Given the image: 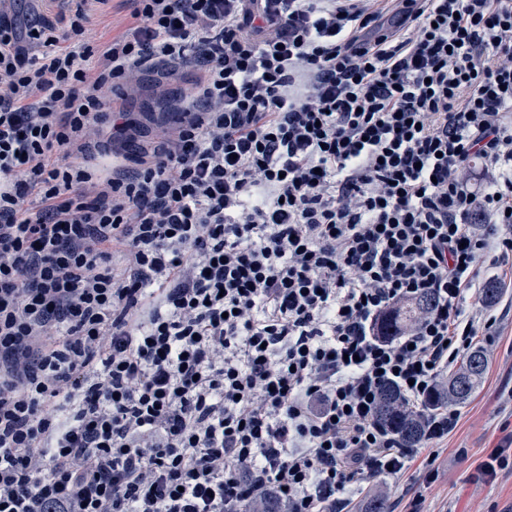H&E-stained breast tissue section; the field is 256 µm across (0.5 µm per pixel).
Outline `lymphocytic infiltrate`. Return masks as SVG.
Wrapping results in <instances>:
<instances>
[{
  "label": "lymphocytic infiltrate",
  "instance_id": "lymphocytic-infiltrate-1",
  "mask_svg": "<svg viewBox=\"0 0 512 512\" xmlns=\"http://www.w3.org/2000/svg\"><path fill=\"white\" fill-rule=\"evenodd\" d=\"M56 2L0 0V512H344L417 454L387 384L437 447L512 258V0H135L96 44ZM167 65L164 146L84 165ZM430 298H419L399 306L396 311L382 318L381 332L385 337L398 336L403 330L412 327L432 308ZM376 418L406 448H417L424 437V416L408 409L391 386L381 391Z\"/></svg>",
  "mask_w": 512,
  "mask_h": 512
}]
</instances>
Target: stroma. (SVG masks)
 Masks as SVG:
<instances>
[{
  "label": "stroma",
  "instance_id": "stroma-1",
  "mask_svg": "<svg viewBox=\"0 0 512 512\" xmlns=\"http://www.w3.org/2000/svg\"><path fill=\"white\" fill-rule=\"evenodd\" d=\"M195 79L193 69L170 66L145 72L134 91L115 95L112 105L124 112V124L104 128L100 153H122L133 163L152 154L164 141V129L180 121L176 100ZM482 280L497 283L503 294L493 306L497 323L479 338L490 351L479 389L459 407L458 423L440 448L420 450L398 478L361 483L365 489H380L392 512H512V473H500L489 483L473 479L487 451L512 432V261L484 270ZM430 456L437 478L428 484L424 476Z\"/></svg>",
  "mask_w": 512,
  "mask_h": 512
}]
</instances>
